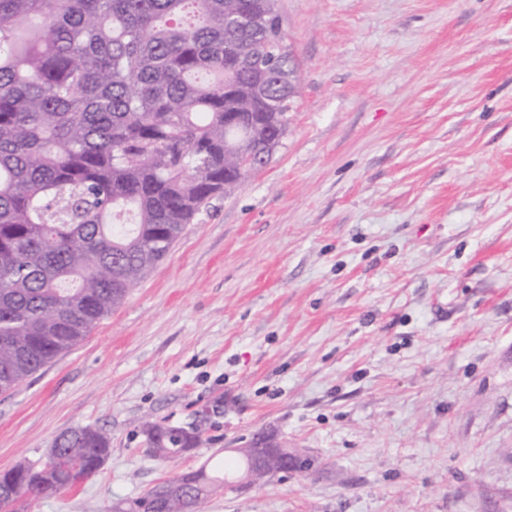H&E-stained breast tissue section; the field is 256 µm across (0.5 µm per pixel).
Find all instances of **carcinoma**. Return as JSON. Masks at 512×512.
<instances>
[{"mask_svg": "<svg viewBox=\"0 0 512 512\" xmlns=\"http://www.w3.org/2000/svg\"><path fill=\"white\" fill-rule=\"evenodd\" d=\"M295 74L276 0H0V393L72 349L144 280L200 209L288 129ZM202 427L146 421L171 459ZM108 434L76 427L45 465L0 477V512L89 478ZM186 475L210 496L240 477ZM163 480L122 501L169 509Z\"/></svg>", "mask_w": 512, "mask_h": 512, "instance_id": "cac0c4a2", "label": "carcinoma"}]
</instances>
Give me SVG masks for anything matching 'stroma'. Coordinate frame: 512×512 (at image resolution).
<instances>
[{"label": "stroma", "instance_id": "stroma-1", "mask_svg": "<svg viewBox=\"0 0 512 512\" xmlns=\"http://www.w3.org/2000/svg\"><path fill=\"white\" fill-rule=\"evenodd\" d=\"M299 93L79 344L0 395V472L111 451L17 512H112L254 433L310 470L206 512H512V0H278ZM203 444L146 452V420ZM111 447L108 434L91 427H76L61 435L52 448L45 463L39 467L31 465L30 471L21 477L5 474L0 477V511L11 512V508L22 497H39L48 493L70 490L65 486L66 471L77 470L84 479L95 474L103 465ZM52 466L59 473L55 483L48 484L40 470ZM73 471L68 479L78 484L81 476Z\"/></svg>", "mask_w": 512, "mask_h": 512}]
</instances>
